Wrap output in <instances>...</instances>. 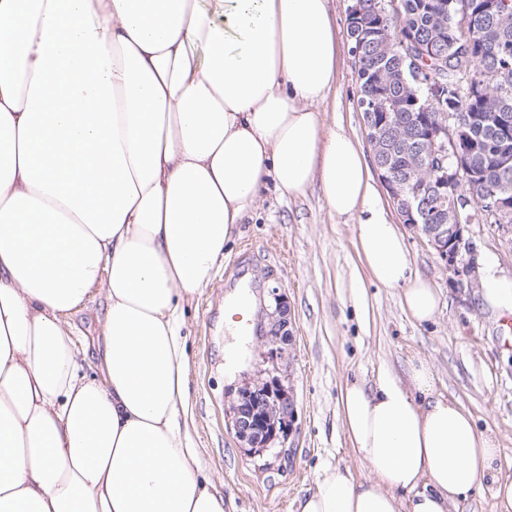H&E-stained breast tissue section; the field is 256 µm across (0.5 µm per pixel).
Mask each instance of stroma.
<instances>
[{
    "mask_svg": "<svg viewBox=\"0 0 512 512\" xmlns=\"http://www.w3.org/2000/svg\"><path fill=\"white\" fill-rule=\"evenodd\" d=\"M349 4L331 0L340 54L322 120L328 127L340 122L362 143L366 135L346 35ZM354 224L330 214L318 185L299 196L265 191L211 283L186 307L191 432L204 474L224 496V512H295L297 499L315 490L326 470L347 468L355 478L366 477L342 429L340 389L349 380L373 382L384 368L404 375L415 355L431 365L437 393L459 400L478 430L497 435L500 474L512 477V330L503 317L481 308L478 294H461L436 251L409 227L414 268L441 292L436 319L413 320L398 289L371 282L356 253ZM469 235L478 256L495 257L512 274V241L497 225L474 220ZM276 290L291 309L293 341L281 379L294 392L297 413L283 453L259 458L240 447L226 410L237 388L257 378L263 366L271 327L267 309ZM243 292L252 321L237 340L224 317ZM363 297L365 316L358 309ZM106 310V293L98 286L68 317L89 376L96 375L102 356Z\"/></svg>",
    "mask_w": 512,
    "mask_h": 512,
    "instance_id": "35a3bbf8",
    "label": "stroma"
}]
</instances>
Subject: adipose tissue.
Instances as JSON below:
<instances>
[{
	"mask_svg": "<svg viewBox=\"0 0 512 512\" xmlns=\"http://www.w3.org/2000/svg\"><path fill=\"white\" fill-rule=\"evenodd\" d=\"M336 65L329 0H0V512H224L188 426L184 311L267 187L319 184L371 279L435 320L364 151L312 109ZM479 280L512 316L495 258ZM99 283L89 377L66 318ZM339 415L370 474L327 471L296 512H458L487 478L512 512L496 435L420 356L346 382Z\"/></svg>",
	"mask_w": 512,
	"mask_h": 512,
	"instance_id": "1",
	"label": "adipose tissue"
}]
</instances>
